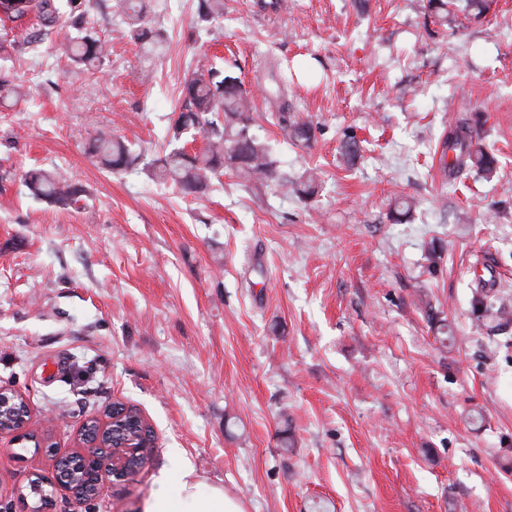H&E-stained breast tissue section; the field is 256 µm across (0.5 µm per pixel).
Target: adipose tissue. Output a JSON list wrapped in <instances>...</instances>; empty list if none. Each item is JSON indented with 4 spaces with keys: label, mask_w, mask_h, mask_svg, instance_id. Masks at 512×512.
Listing matches in <instances>:
<instances>
[{
    "label": "adipose tissue",
    "mask_w": 512,
    "mask_h": 512,
    "mask_svg": "<svg viewBox=\"0 0 512 512\" xmlns=\"http://www.w3.org/2000/svg\"><path fill=\"white\" fill-rule=\"evenodd\" d=\"M191 476V471H184L174 491L154 496L146 512H244L240 503L226 496L222 488L200 492Z\"/></svg>",
    "instance_id": "ef3b65f1"
}]
</instances>
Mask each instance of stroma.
I'll return each mask as SVG.
<instances>
[{
    "label": "stroma",
    "mask_w": 512,
    "mask_h": 512,
    "mask_svg": "<svg viewBox=\"0 0 512 512\" xmlns=\"http://www.w3.org/2000/svg\"><path fill=\"white\" fill-rule=\"evenodd\" d=\"M148 0L164 55L145 62L110 0L87 30L102 67L0 27V386L21 393L59 453L113 403L154 430L149 462L89 512H144L192 469L245 512H512V323L475 310L484 279L512 291V0L443 25L426 0ZM290 68L307 151L280 136L256 76ZM225 67L256 91V131L282 171H320L311 202L232 173L200 199L87 152L107 131L162 151L183 83ZM475 123L493 173L449 179L448 123ZM363 159L347 167L346 136ZM64 170L78 206L31 198L22 176ZM412 199L393 222L396 195ZM443 247L429 264L430 243ZM455 340L441 346L436 323ZM289 448H282V441ZM43 453L0 435V501Z\"/></svg>",
    "instance_id": "stroma-1"
}]
</instances>
